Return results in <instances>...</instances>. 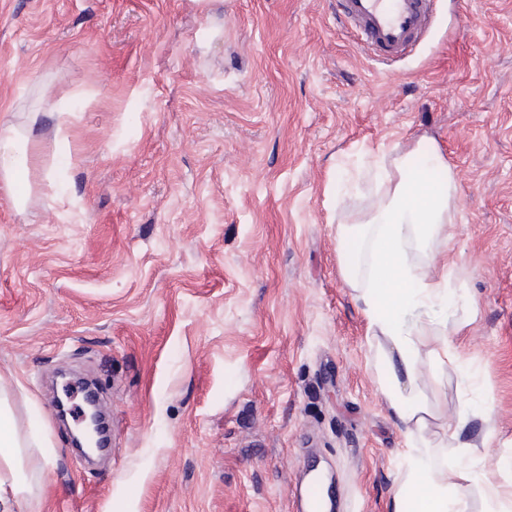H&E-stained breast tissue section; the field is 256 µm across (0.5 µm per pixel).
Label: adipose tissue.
Segmentation results:
<instances>
[{"mask_svg": "<svg viewBox=\"0 0 512 512\" xmlns=\"http://www.w3.org/2000/svg\"><path fill=\"white\" fill-rule=\"evenodd\" d=\"M31 142L16 126L0 130V188L20 211L29 195L20 176ZM427 155L443 171L438 182L410 173L411 153L374 154L369 169L377 188L364 213L336 209L342 276L363 304L369 335L388 345L378 382L410 442L390 512H477V502L478 512H512L511 455L456 465L439 461L428 438L431 411L420 386L427 379L442 385L443 368L457 361L453 337L474 321L477 304L448 258L458 214L454 171L439 147ZM18 386L0 374V512H23L52 455L17 423Z\"/></svg>", "mask_w": 512, "mask_h": 512, "instance_id": "adipose-tissue-1", "label": "adipose tissue"}]
</instances>
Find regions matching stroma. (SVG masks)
Listing matches in <instances>:
<instances>
[{"label": "stroma", "mask_w": 512, "mask_h": 512, "mask_svg": "<svg viewBox=\"0 0 512 512\" xmlns=\"http://www.w3.org/2000/svg\"><path fill=\"white\" fill-rule=\"evenodd\" d=\"M42 113L30 197L0 191V372L55 451L28 512H296L307 466L333 512H389L407 447L379 346L342 278L336 195L362 150L435 141L460 186L451 256L478 302L462 369L424 383L431 437L465 375L512 445V0H437L379 60L336 0H0V123ZM98 386L89 463L56 377Z\"/></svg>", "instance_id": "1"}]
</instances>
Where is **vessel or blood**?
Instances as JSON below:
<instances>
[{
    "mask_svg": "<svg viewBox=\"0 0 512 512\" xmlns=\"http://www.w3.org/2000/svg\"><path fill=\"white\" fill-rule=\"evenodd\" d=\"M435 0H341L342 14L367 48L389 57L409 51L426 32ZM301 512H329L317 482L300 492Z\"/></svg>",
    "mask_w": 512,
    "mask_h": 512,
    "instance_id": "b4317fda",
    "label": "vessel or blood"
}]
</instances>
